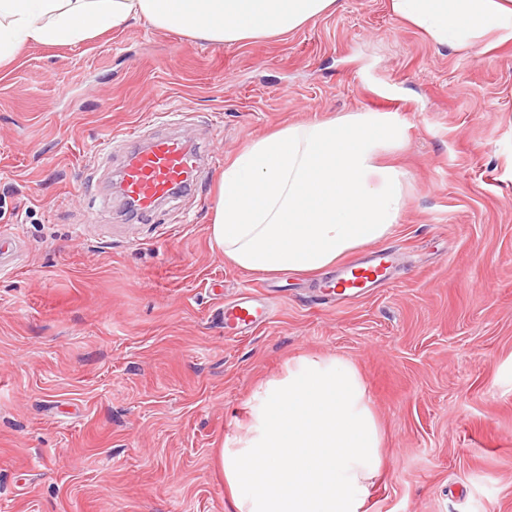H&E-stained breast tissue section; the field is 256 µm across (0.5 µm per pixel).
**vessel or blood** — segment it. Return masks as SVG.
<instances>
[{
	"instance_id": "obj_1",
	"label": "vessel or blood",
	"mask_w": 512,
	"mask_h": 512,
	"mask_svg": "<svg viewBox=\"0 0 512 512\" xmlns=\"http://www.w3.org/2000/svg\"><path fill=\"white\" fill-rule=\"evenodd\" d=\"M127 154L119 174V189L137 214L152 213L158 203L172 198L175 191L189 185L199 167L197 153L178 135L157 136L142 141L133 130L120 140ZM393 254L374 250L340 267L334 279L323 286L326 299L347 301L368 294L391 280ZM272 318L270 306L246 293L224 307V330L235 335L253 330Z\"/></svg>"
}]
</instances>
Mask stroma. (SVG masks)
Instances as JSON below:
<instances>
[{
    "label": "stroma",
    "instance_id": "stroma-1",
    "mask_svg": "<svg viewBox=\"0 0 512 512\" xmlns=\"http://www.w3.org/2000/svg\"><path fill=\"white\" fill-rule=\"evenodd\" d=\"M230 162L288 124L391 112L403 211L390 284L322 303L320 275L225 263L221 166L146 218L97 166L139 129ZM0 512H235L219 466L288 359L358 368L383 432L369 512H512V42L435 45L389 0L216 44L132 21L0 68ZM263 284L272 320L224 333Z\"/></svg>",
    "mask_w": 512,
    "mask_h": 512
}]
</instances>
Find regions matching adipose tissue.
<instances>
[{
    "mask_svg": "<svg viewBox=\"0 0 512 512\" xmlns=\"http://www.w3.org/2000/svg\"><path fill=\"white\" fill-rule=\"evenodd\" d=\"M338 0H0V66L30 43L72 45L139 20L212 43L287 34ZM434 43L512 42V0H390ZM404 136L386 112L290 125L224 168L209 235L226 262L262 274L319 273L388 237L403 170L385 163ZM221 468L237 512H368L382 433L359 371L327 356L290 359L253 393Z\"/></svg>",
    "mask_w": 512,
    "mask_h": 512,
    "instance_id": "ef3b65f1",
    "label": "adipose tissue"
}]
</instances>
